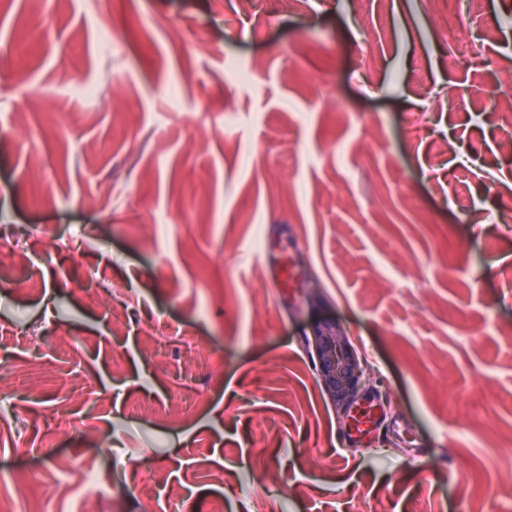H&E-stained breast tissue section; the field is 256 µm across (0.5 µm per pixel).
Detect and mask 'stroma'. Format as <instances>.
I'll return each mask as SVG.
<instances>
[{
	"label": "stroma",
	"instance_id": "stroma-1",
	"mask_svg": "<svg viewBox=\"0 0 512 512\" xmlns=\"http://www.w3.org/2000/svg\"><path fill=\"white\" fill-rule=\"evenodd\" d=\"M455 8L0 0V504L512 512V0ZM325 320L382 408L360 448ZM296 274V267L290 254L282 255L271 272L270 286L277 290L280 297H283L286 295L288 288H292ZM315 359L320 386L343 415L353 408L363 390L365 357L336 322H321L307 339Z\"/></svg>",
	"mask_w": 512,
	"mask_h": 512
}]
</instances>
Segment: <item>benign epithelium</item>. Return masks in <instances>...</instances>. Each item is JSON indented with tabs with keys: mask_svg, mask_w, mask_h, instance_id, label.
Returning <instances> with one entry per match:
<instances>
[{
	"mask_svg": "<svg viewBox=\"0 0 512 512\" xmlns=\"http://www.w3.org/2000/svg\"><path fill=\"white\" fill-rule=\"evenodd\" d=\"M315 359L320 386L342 414L360 398L365 357L350 336L334 322H321L307 339Z\"/></svg>",
	"mask_w": 512,
	"mask_h": 512,
	"instance_id": "1",
	"label": "benign epithelium"
}]
</instances>
